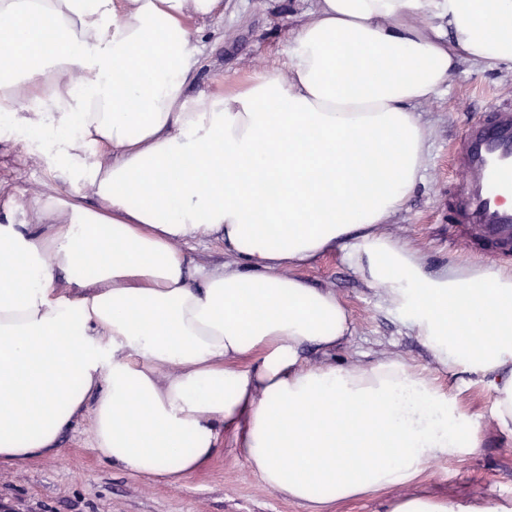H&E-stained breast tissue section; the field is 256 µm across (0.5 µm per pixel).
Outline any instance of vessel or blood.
<instances>
[{"label":"vessel or blood","instance_id":"b4317fda","mask_svg":"<svg viewBox=\"0 0 512 512\" xmlns=\"http://www.w3.org/2000/svg\"><path fill=\"white\" fill-rule=\"evenodd\" d=\"M464 177L448 205V221L463 228L472 248L512 255V106L474 116L454 141Z\"/></svg>","mask_w":512,"mask_h":512}]
</instances>
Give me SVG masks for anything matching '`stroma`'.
I'll return each instance as SVG.
<instances>
[{
  "instance_id": "35a3bbf8",
  "label": "stroma",
  "mask_w": 512,
  "mask_h": 512,
  "mask_svg": "<svg viewBox=\"0 0 512 512\" xmlns=\"http://www.w3.org/2000/svg\"><path fill=\"white\" fill-rule=\"evenodd\" d=\"M315 5L316 0H224L223 16L207 21L199 37L189 97L240 83L256 72L287 76L291 34ZM509 99L511 66L488 68L464 61L448 85L416 107L430 132L427 166L389 230L399 241L419 248L432 268L462 258H486L454 238L448 227V197L462 178L452 166L450 146L473 113ZM36 146L25 136L0 142V205L10 198L21 205L43 191L47 175ZM303 274L314 286L336 291L351 310L352 333L337 348V362L368 364L390 356L429 366L419 337L340 256L326 257ZM458 384L480 428L476 453L458 462L433 464L416 484L343 503L337 512H388L392 499L410 493L512 507V437L498 429L492 397L474 375L460 374ZM59 446L58 455L1 467L0 505H10L11 512H306L250 473L230 432L205 468L177 483L138 477L104 461L93 448L85 419Z\"/></svg>"
}]
</instances>
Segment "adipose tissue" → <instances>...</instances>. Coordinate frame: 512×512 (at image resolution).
<instances>
[{
    "instance_id": "obj_1",
    "label": "adipose tissue",
    "mask_w": 512,
    "mask_h": 512,
    "mask_svg": "<svg viewBox=\"0 0 512 512\" xmlns=\"http://www.w3.org/2000/svg\"><path fill=\"white\" fill-rule=\"evenodd\" d=\"M223 10L0 0V114L71 187L0 219V467L57 454L86 417L113 467L178 482L229 430L266 486L332 512L478 448L438 370L476 375L512 433V267L434 269L385 230L427 164L415 105L460 61L512 65V0H318L287 77L188 98L194 44ZM201 239L230 262L197 264ZM335 253L433 369L305 359L351 331L302 275ZM389 512L508 510L411 495Z\"/></svg>"
}]
</instances>
